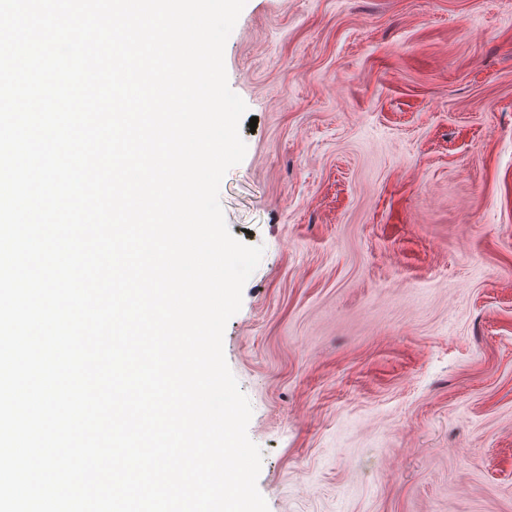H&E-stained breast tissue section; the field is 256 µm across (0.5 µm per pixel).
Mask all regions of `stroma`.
<instances>
[{
    "mask_svg": "<svg viewBox=\"0 0 512 512\" xmlns=\"http://www.w3.org/2000/svg\"><path fill=\"white\" fill-rule=\"evenodd\" d=\"M224 61L269 512H512V0H246Z\"/></svg>",
    "mask_w": 512,
    "mask_h": 512,
    "instance_id": "1",
    "label": "stroma"
}]
</instances>
